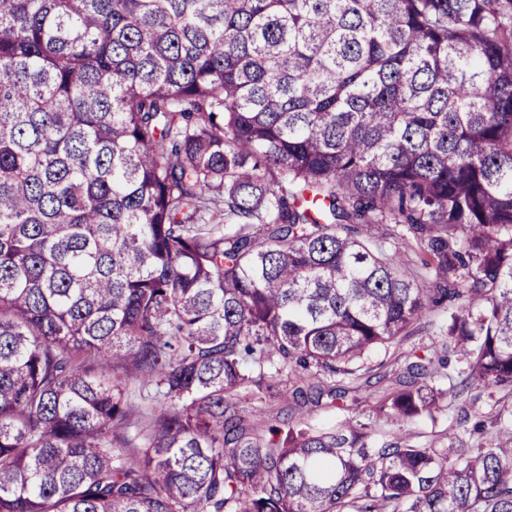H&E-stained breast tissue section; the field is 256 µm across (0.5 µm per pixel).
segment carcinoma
Here are the masks:
<instances>
[{"label":"carcinoma","instance_id":"carcinoma-1","mask_svg":"<svg viewBox=\"0 0 512 512\" xmlns=\"http://www.w3.org/2000/svg\"><path fill=\"white\" fill-rule=\"evenodd\" d=\"M0 512H512V0H0ZM448 427H451L455 432L459 434H461L466 428L464 424L459 425L455 420L444 416L438 419L435 426H432L430 422H417L416 424L411 425L410 429L415 433H420L421 435L425 436L422 437L421 440H429L434 432L446 430Z\"/></svg>","mask_w":512,"mask_h":512}]
</instances>
